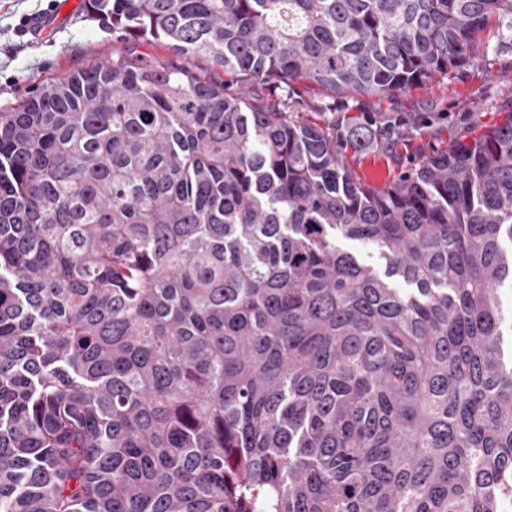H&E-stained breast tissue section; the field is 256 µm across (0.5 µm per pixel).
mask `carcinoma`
Masks as SVG:
<instances>
[{"label": "carcinoma", "instance_id": "1", "mask_svg": "<svg viewBox=\"0 0 512 512\" xmlns=\"http://www.w3.org/2000/svg\"><path fill=\"white\" fill-rule=\"evenodd\" d=\"M83 15L335 94L512 51V0ZM371 139L125 58L0 111V512H507L512 114L382 191L342 163Z\"/></svg>", "mask_w": 512, "mask_h": 512}]
</instances>
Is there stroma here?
<instances>
[{"label": "stroma", "instance_id": "obj_1", "mask_svg": "<svg viewBox=\"0 0 512 512\" xmlns=\"http://www.w3.org/2000/svg\"><path fill=\"white\" fill-rule=\"evenodd\" d=\"M83 0H71L58 26L32 39L23 20L39 15L42 0H0V110L29 96L48 77L120 57L147 61L168 58V48L144 40L112 38L82 13ZM201 77L231 92L275 104L290 119L309 125L335 124L337 134L361 122L375 137L359 151H346V166L356 181L379 189L402 170L458 141L468 142L512 112V52L483 53L436 77L385 97L332 94L309 80L282 87L255 79L228 81L223 69L193 61Z\"/></svg>", "mask_w": 512, "mask_h": 512}]
</instances>
